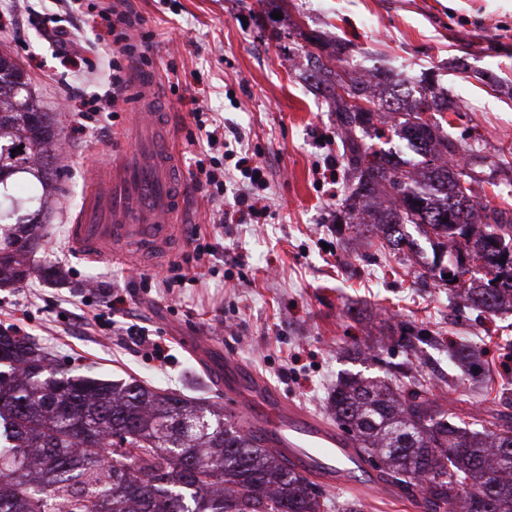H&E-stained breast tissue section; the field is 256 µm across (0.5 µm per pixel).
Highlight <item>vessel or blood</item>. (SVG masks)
<instances>
[{"instance_id": "obj_1", "label": "vessel or blood", "mask_w": 512, "mask_h": 512, "mask_svg": "<svg viewBox=\"0 0 512 512\" xmlns=\"http://www.w3.org/2000/svg\"><path fill=\"white\" fill-rule=\"evenodd\" d=\"M132 91L139 96L133 143L118 163L91 167L82 205L72 219V244L87 259L126 253L145 263L158 258L173 239L170 220L181 199L179 161L152 108L148 77L134 74ZM224 373L236 409L246 423L262 430L267 446L328 486L353 488L355 474L366 465L348 436L269 394L260 380L242 378L232 358H225Z\"/></svg>"}]
</instances>
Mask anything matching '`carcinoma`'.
Returning <instances> with one entry per match:
<instances>
[{
	"instance_id": "1",
	"label": "carcinoma",
	"mask_w": 512,
	"mask_h": 512,
	"mask_svg": "<svg viewBox=\"0 0 512 512\" xmlns=\"http://www.w3.org/2000/svg\"><path fill=\"white\" fill-rule=\"evenodd\" d=\"M307 80L336 106L352 203L345 223L400 252L404 227L435 236L442 250L482 263L493 278L459 289L494 314L512 307V214L476 200L474 178L452 163L457 144L422 112H441L428 88L413 108L376 98L309 56ZM390 113L391 125L375 119ZM406 141L393 160L364 137ZM24 145L22 150L17 146ZM61 131L36 103L18 63L0 53V286L31 273L44 210L60 188ZM374 221H355V212ZM392 385L351 375L329 396L333 422L378 471L424 512H512V419L467 422L437 404L426 382ZM0 512H363L325 495L287 457L202 401L134 377L77 374L30 336L0 330Z\"/></svg>"
}]
</instances>
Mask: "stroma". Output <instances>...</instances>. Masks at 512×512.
Here are the masks:
<instances>
[{
    "mask_svg": "<svg viewBox=\"0 0 512 512\" xmlns=\"http://www.w3.org/2000/svg\"><path fill=\"white\" fill-rule=\"evenodd\" d=\"M78 33L100 69L79 88L103 92L113 46L100 0H81ZM152 39L146 53L161 99L170 102L179 152H187L192 103L245 132L250 153L270 181L259 224H222L242 186L233 177L222 204L196 190L184 172L185 205L173 219L178 246L161 263L140 268L78 257L71 220L87 182V165L103 160L112 125H89L72 137L77 110L65 102L61 68L37 30L18 42L0 30L7 51L28 75L44 111L53 113L66 145L63 191L48 217L36 270L21 286L0 288V328H16L68 362L74 371L134 376L153 385L226 404L225 357L242 377L262 379L273 395L327 419L326 406L345 372L389 376L412 360L441 403L468 417L512 414V309L489 315L464 306L451 286L426 276L433 254L423 236L396 253L374 238L338 230L348 193L336 115L305 81L311 37L345 45L339 72L383 68L418 87L465 98L445 113L446 131L465 155L480 200L512 212V0H131ZM199 225L218 253L199 282L166 293L140 288L141 278L168 275L189 251ZM126 300L115 320L142 327L168 347L161 363L132 336H99L77 320L86 301ZM213 343L206 356L197 337ZM475 350L483 381L448 361V345Z\"/></svg>",
    "mask_w": 512,
    "mask_h": 512,
    "instance_id": "1",
    "label": "stroma"
}]
</instances>
